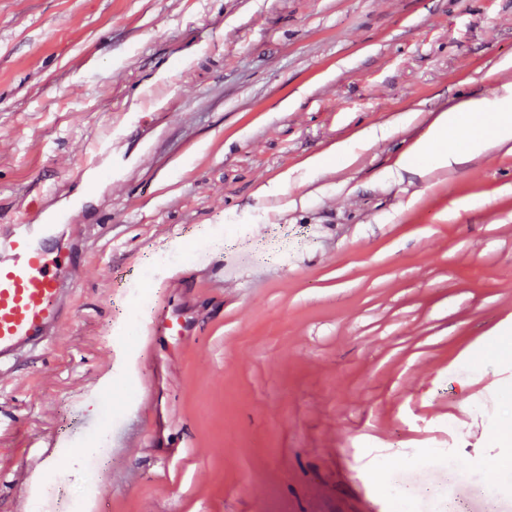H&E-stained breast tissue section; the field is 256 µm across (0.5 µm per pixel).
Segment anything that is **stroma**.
I'll return each instance as SVG.
<instances>
[{
  "label": "stroma",
  "instance_id": "35a3bbf8",
  "mask_svg": "<svg viewBox=\"0 0 512 512\" xmlns=\"http://www.w3.org/2000/svg\"><path fill=\"white\" fill-rule=\"evenodd\" d=\"M511 92L512 0H0V225L67 207L87 252L60 337L0 378V512L50 438L79 496L107 382L125 449L84 512H392L388 467L512 512V141L398 165ZM231 250L181 298L194 336L113 338L151 253ZM489 113L493 121L492 136L499 142L512 140V99L490 102L485 98H469L438 114L428 127L427 142L448 140L464 127L463 120L472 114ZM485 136L482 134H474L467 138L465 146L460 148L453 145V148H442L432 153L426 154L422 149L423 146L415 145L401 159V168L415 169L422 160L431 159V162L438 166H446L451 163L460 162L465 155L479 152L483 149ZM82 174L88 183L112 177V152H108V149L95 152L84 166Z\"/></svg>",
  "mask_w": 512,
  "mask_h": 512
}]
</instances>
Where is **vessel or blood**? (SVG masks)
Masks as SVG:
<instances>
[{
    "instance_id": "1",
    "label": "vessel or blood",
    "mask_w": 512,
    "mask_h": 512,
    "mask_svg": "<svg viewBox=\"0 0 512 512\" xmlns=\"http://www.w3.org/2000/svg\"><path fill=\"white\" fill-rule=\"evenodd\" d=\"M87 182L112 175V154L100 150L83 168ZM68 211L42 214L40 222L0 226V374L11 372L27 356L56 338L63 328L76 271L84 253L57 249L58 228ZM178 331L191 333V318L178 304H167L140 320V342Z\"/></svg>"
}]
</instances>
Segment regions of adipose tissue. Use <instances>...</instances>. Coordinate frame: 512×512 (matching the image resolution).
<instances>
[{
    "label": "adipose tissue",
    "mask_w": 512,
    "mask_h": 512,
    "mask_svg": "<svg viewBox=\"0 0 512 512\" xmlns=\"http://www.w3.org/2000/svg\"><path fill=\"white\" fill-rule=\"evenodd\" d=\"M479 113L490 114L493 121L492 135L496 140H512V99L507 97L494 102L484 98H469L441 112L430 124L425 135L426 141L432 143L450 139L456 131L463 128L467 116ZM484 144L483 135L474 134L467 138L464 147L461 148H442L428 154L417 145L402 157L401 166L405 169H414L425 159L436 165L446 166L460 162L465 155L481 151Z\"/></svg>",
    "instance_id": "ef3b65f1"
}]
</instances>
